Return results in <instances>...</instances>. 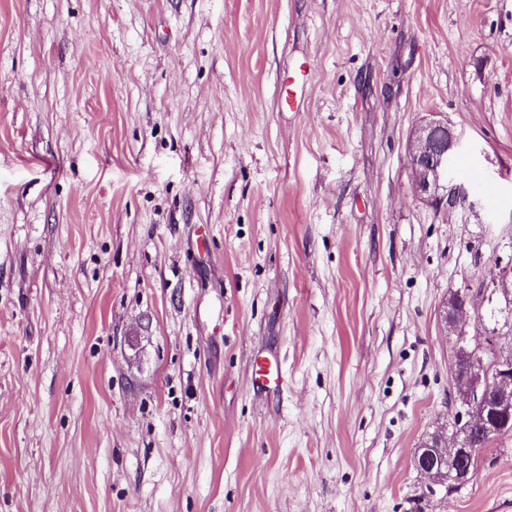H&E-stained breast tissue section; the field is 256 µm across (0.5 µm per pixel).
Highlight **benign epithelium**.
I'll list each match as a JSON object with an SVG mask.
<instances>
[{
  "label": "benign epithelium",
  "instance_id": "benign-epithelium-1",
  "mask_svg": "<svg viewBox=\"0 0 512 512\" xmlns=\"http://www.w3.org/2000/svg\"><path fill=\"white\" fill-rule=\"evenodd\" d=\"M462 133L448 120L431 114L422 119L411 131L408 140L410 177L415 194L423 201L433 203L439 192L448 197V211L472 208L469 194L464 187L448 183V157L456 154L461 146ZM453 309L444 310L442 322L445 330L460 338L466 337L461 324L467 320L462 314L465 298L456 293L452 298ZM458 354L466 363L464 372L454 371L458 393L462 395V411L456 417L458 432L478 430L488 436L502 430L501 423L512 422V343L504 347L500 338L485 337L474 346L464 343ZM430 447L436 449L433 458L416 457L417 469L429 480V488L443 486L446 474L438 466V460L456 461L460 469L459 480L467 477L462 460L460 440L448 438L447 429L434 433Z\"/></svg>",
  "mask_w": 512,
  "mask_h": 512
}]
</instances>
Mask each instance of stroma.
<instances>
[{
    "instance_id": "1",
    "label": "stroma",
    "mask_w": 512,
    "mask_h": 512,
    "mask_svg": "<svg viewBox=\"0 0 512 512\" xmlns=\"http://www.w3.org/2000/svg\"><path fill=\"white\" fill-rule=\"evenodd\" d=\"M505 270L512 0H0V512H488L413 460ZM441 131L443 136L438 137ZM461 142L462 133L448 123V119L436 114L423 118L411 131L408 140L410 177L418 198L433 203L442 190L448 197L449 211L470 207L465 188L448 183V157L458 152ZM452 302L454 303L452 311H450L447 306L443 312L442 322L444 329L455 333L463 340L467 334L466 331L462 329L461 324L469 318L465 314L462 315V308L465 306L466 300L462 295L456 293L453 294Z\"/></svg>"
}]
</instances>
